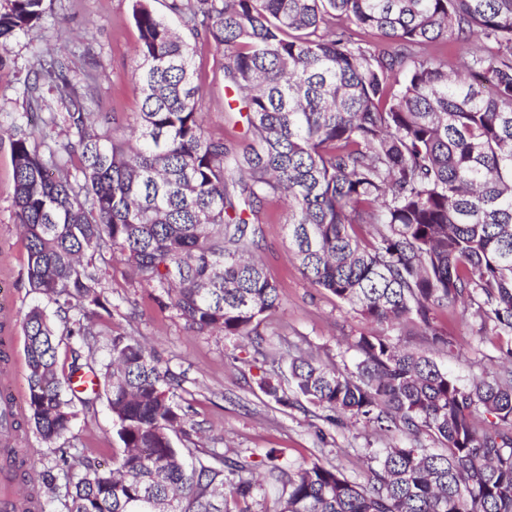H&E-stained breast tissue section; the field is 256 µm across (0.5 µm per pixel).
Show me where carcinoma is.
Instances as JSON below:
<instances>
[{"label":"carcinoma","instance_id":"obj_1","mask_svg":"<svg viewBox=\"0 0 512 512\" xmlns=\"http://www.w3.org/2000/svg\"><path fill=\"white\" fill-rule=\"evenodd\" d=\"M45 0L0 3V50L36 28ZM195 39L220 50L226 87L252 144L233 154L209 136L193 47L134 0L131 77L141 96L129 133L87 105L72 60L39 61L40 83L72 136L48 152L13 126L14 198L33 290L68 315L25 313L28 392L11 430L48 445L71 432L72 373L60 343L77 336L103 385L123 451L115 467L76 469L64 448L8 470L34 482L37 512H248L252 464L191 439L180 383L139 340L104 323V253L120 254L162 309L201 334L243 337L281 306L253 258L247 213L287 200L280 223L301 272L366 323L412 326L427 347L372 332L355 371L288 362L294 393L406 442L376 448L364 481L337 468L263 463L279 485L272 512H512V347L489 381L464 383L431 351L449 346L436 309L471 308L481 335L512 337V0H168ZM375 32L381 43L362 39ZM459 43L455 70L418 55ZM103 350L106 358L95 359ZM482 415L490 428L476 426ZM183 435L182 446L174 436ZM443 442L436 452L421 436Z\"/></svg>","mask_w":512,"mask_h":512}]
</instances>
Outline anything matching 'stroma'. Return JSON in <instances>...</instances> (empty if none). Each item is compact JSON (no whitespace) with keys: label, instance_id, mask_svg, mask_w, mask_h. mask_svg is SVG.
<instances>
[{"label":"stroma","instance_id":"stroma-1","mask_svg":"<svg viewBox=\"0 0 512 512\" xmlns=\"http://www.w3.org/2000/svg\"><path fill=\"white\" fill-rule=\"evenodd\" d=\"M41 23L8 47L0 66V127L28 114L34 139L56 137L42 124L49 113L62 111L56 93L39 90L36 112H29L28 78L37 67L40 51L68 52L71 78L89 99L111 110L116 126H126L140 107V95L131 78L138 30L132 18V0H46ZM196 75L204 90V126L232 149L249 143L246 126L228 107L232 96L224 89L222 55L214 44L193 43ZM13 162L9 135L0 136V286L13 297L11 311L0 317L10 336L8 360L15 363L18 397L28 391L25 336L22 318L33 305L43 304L27 278L28 251L20 235L13 206ZM279 199L263 203L253 222L259 226L256 252L282 300L280 309L258 327V343L238 341L223 334L199 335L183 321L159 308L152 290L140 284L120 256L104 270L103 286L114 304L111 327L154 347L179 377L188 406L187 423L199 428L203 441L227 455H240L256 472H263L268 449H277L286 465L320 464L336 467L348 479L361 480L371 449L392 442L389 433L329 422L328 412L302 397L290 405L276 404L260 388L262 379L291 390L287 366L275 367L271 356H312L320 364L343 373L354 371L355 340L368 326L351 306L329 291L315 287L300 273L279 217ZM437 323L448 334V349L435 352L437 363L462 382L492 378L499 368L501 349L512 343L506 336L478 335L479 320L472 313L441 308ZM76 412L72 430L59 441L84 463L112 467L122 447L112 428L104 393L88 391L72 397Z\"/></svg>","mask_w":512,"mask_h":512}]
</instances>
